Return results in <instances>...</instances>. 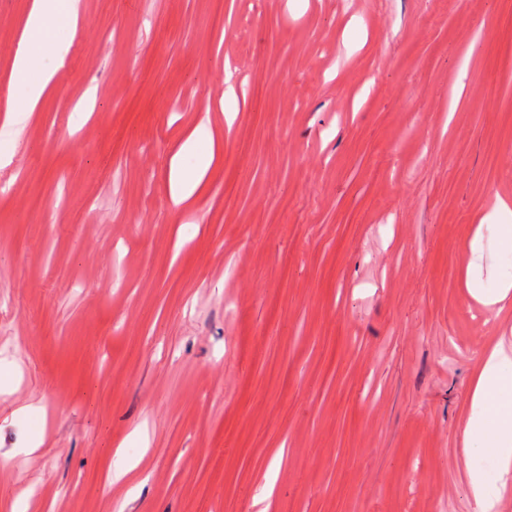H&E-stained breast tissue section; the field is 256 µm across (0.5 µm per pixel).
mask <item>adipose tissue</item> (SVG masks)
Returning a JSON list of instances; mask_svg holds the SVG:
<instances>
[{"label": "adipose tissue", "instance_id": "adipose-tissue-1", "mask_svg": "<svg viewBox=\"0 0 512 512\" xmlns=\"http://www.w3.org/2000/svg\"><path fill=\"white\" fill-rule=\"evenodd\" d=\"M78 20L79 0H33L11 64L1 124L18 133L23 131L68 52L67 42L59 40L55 31L61 25L76 30ZM46 58L52 59V66H43ZM208 137L206 127L197 128L171 160L168 192L174 206L187 207L195 199L214 158L213 150L199 148ZM194 151L200 154L198 164L194 171L185 172L181 157ZM470 407L471 414L462 429V445L467 448L476 441L490 449L498 469L494 481L482 471H470V492L479 512H497L501 500L512 493V334L498 337L484 352Z\"/></svg>", "mask_w": 512, "mask_h": 512}]
</instances>
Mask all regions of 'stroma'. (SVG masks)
<instances>
[{
  "label": "stroma",
  "mask_w": 512,
  "mask_h": 512,
  "mask_svg": "<svg viewBox=\"0 0 512 512\" xmlns=\"http://www.w3.org/2000/svg\"><path fill=\"white\" fill-rule=\"evenodd\" d=\"M29 6L0 0V102ZM79 8L0 126V419L36 408L0 429V512H478L462 427L512 300L465 282L512 278V109L480 106L512 96V0ZM203 123L224 148L182 211ZM205 139L209 140L208 149L199 156L198 164L194 171L191 173L185 172L181 166V158L186 153L196 152L199 144ZM213 158V143L208 130L202 125L184 141L178 152L171 159L168 172V192L175 207H188L193 203ZM470 297L484 305H494L496 303L505 302L512 291V280L501 284L500 288H496L491 292L486 288H480L474 281L470 279L466 282Z\"/></svg>",
  "instance_id": "35a3bbf8"
}]
</instances>
